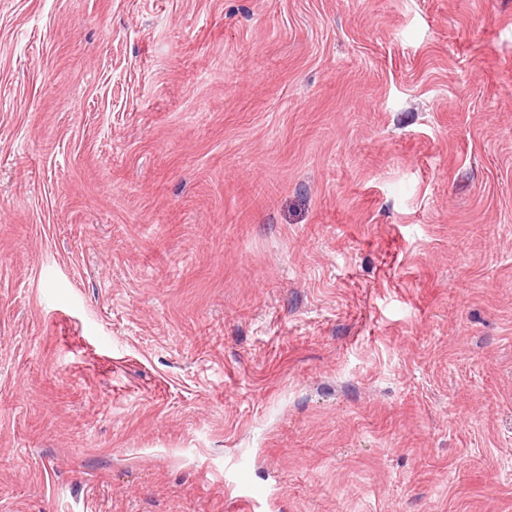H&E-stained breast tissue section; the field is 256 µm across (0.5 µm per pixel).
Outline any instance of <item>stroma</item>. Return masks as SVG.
Returning <instances> with one entry per match:
<instances>
[{
    "label": "stroma",
    "mask_w": 512,
    "mask_h": 512,
    "mask_svg": "<svg viewBox=\"0 0 512 512\" xmlns=\"http://www.w3.org/2000/svg\"><path fill=\"white\" fill-rule=\"evenodd\" d=\"M255 498L512 512V0H0V512Z\"/></svg>",
    "instance_id": "35a3bbf8"
}]
</instances>
